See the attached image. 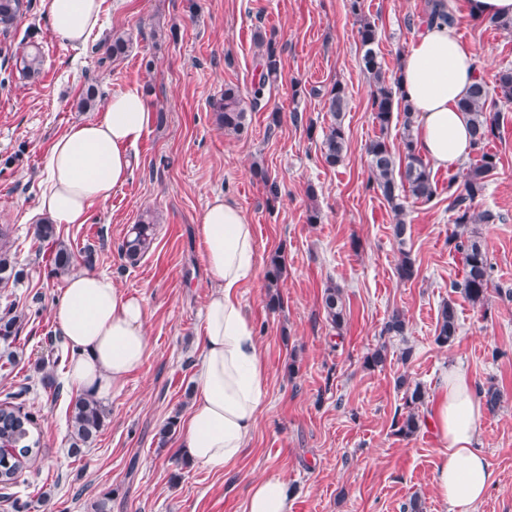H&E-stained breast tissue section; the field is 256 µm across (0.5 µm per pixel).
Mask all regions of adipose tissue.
<instances>
[{
	"mask_svg": "<svg viewBox=\"0 0 512 512\" xmlns=\"http://www.w3.org/2000/svg\"><path fill=\"white\" fill-rule=\"evenodd\" d=\"M48 10L54 31L74 49L84 47L102 25V0H49ZM475 55L455 26L437 21L418 32L401 62L400 91L416 117L417 148L435 165L456 166L473 150L458 103L479 78ZM151 120L141 91L113 92L94 120L71 126L52 145L41 173L37 212L56 225L86 223L91 206L109 201L127 182L130 150ZM199 234L211 293L180 446L193 462L223 468L241 457L264 410L267 372L240 296L258 255L253 224L235 201L223 196L207 203ZM52 319L75 353L66 376L75 393L110 398L147 357L145 303L118 288L110 275L81 271L69 276ZM482 416L466 370L450 368L430 424L441 445L433 484L451 512H476L495 480L476 446ZM289 508L287 482L271 475L252 486L243 512Z\"/></svg>",
	"mask_w": 512,
	"mask_h": 512,
	"instance_id": "obj_1",
	"label": "adipose tissue"
}]
</instances>
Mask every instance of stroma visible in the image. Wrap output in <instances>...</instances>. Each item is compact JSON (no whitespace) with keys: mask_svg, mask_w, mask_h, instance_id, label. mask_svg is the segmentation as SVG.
Wrapping results in <instances>:
<instances>
[{"mask_svg":"<svg viewBox=\"0 0 512 512\" xmlns=\"http://www.w3.org/2000/svg\"><path fill=\"white\" fill-rule=\"evenodd\" d=\"M49 0H31L13 30L12 51L37 43L43 57L37 78L13 63L0 66V227L8 228L23 279L0 285V311H38L23 322L9 346L14 361L0 359V400L31 412L46 453L0 489V512H242L250 488L276 474L292 489L289 512H450L438 497L433 474L440 445L428 420L449 368L462 367L477 393L497 388L501 402L485 411L478 448L495 475L477 512H512V109L490 148L500 163L489 177L478 210L498 214L475 225L493 267L484 304L474 305L449 285L461 279L460 258L448 247L455 232L448 182L454 167H432L436 197L407 199L405 242L393 237L394 214L369 189L366 144L386 136L400 145L402 126L380 130L372 120L370 85L361 64L356 18L347 0H104L102 27L79 50L51 27ZM427 0H364L380 31L376 51L389 76L421 29ZM460 37L477 49L476 66L493 80L512 66V33L472 19L468 0H448ZM130 36L125 57L103 60L101 45L113 34ZM273 40L280 76L258 106L251 88L261 66L257 37ZM341 82L349 107L343 122L342 162L321 157L330 115L322 89ZM103 95L145 91L151 110H164L134 150L128 182L94 205L83 224H65L56 242L76 254L73 271L111 275L121 289L142 296L149 353L104 403L107 417L91 448L68 453L70 426L66 369L55 364L68 346L54 328L51 308L66 274L52 264V247L33 234L37 176L54 141L77 122L95 118L78 102L88 84ZM247 100L242 132H224L210 102L225 86ZM281 122L269 128L268 116ZM262 166L267 180L255 178ZM275 182L277 195L267 184ZM316 199L306 195L307 186ZM233 199L255 226L258 263L241 287L268 375L264 411L242 456L213 469L186 462L180 434L162 438L167 421L183 420L193 400L202 313L209 274L197 228L215 194ZM321 220H307L310 208ZM157 224L150 251L130 264L121 244L142 214ZM282 251L280 304L269 305L266 272ZM409 252L417 273L396 272ZM342 290L345 320L333 328L323 308L329 284ZM454 301L459 330L453 346L434 342L438 312ZM407 322L405 336L382 328L392 312ZM386 346L385 367L369 368L367 354ZM410 360H402L404 348ZM53 372L60 393L45 386ZM421 385V426L396 435L392 419L404 408L397 377Z\"/></svg>","mask_w":512,"mask_h":512,"instance_id":"stroma-1","label":"stroma"}]
</instances>
